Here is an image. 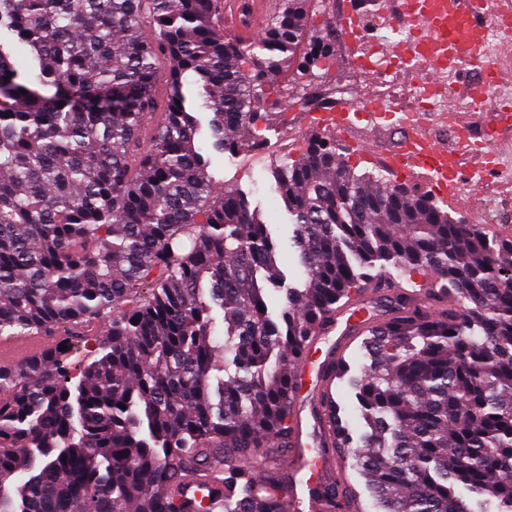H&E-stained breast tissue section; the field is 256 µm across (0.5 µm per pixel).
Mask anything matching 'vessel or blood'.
Wrapping results in <instances>:
<instances>
[{
    "label": "vessel or blood",
    "instance_id": "b4317fda",
    "mask_svg": "<svg viewBox=\"0 0 512 512\" xmlns=\"http://www.w3.org/2000/svg\"><path fill=\"white\" fill-rule=\"evenodd\" d=\"M276 0H218L217 8L227 32L242 41L254 40L261 17L274 10ZM396 12L403 21L415 23L412 41L382 45V56L398 61L395 80L419 88L426 83L448 88V98L437 115L439 124L454 133L449 141L434 143L426 122H412L410 113H403L400 121L406 129L400 145L384 155H376L366 146V139H378L383 125L378 112H353L354 121L363 123L365 136L351 142V149L368 159H380L385 168L399 178H410L426 183L432 194L449 204L460 207L465 203L463 178L466 161L487 168L491 158L512 152V145L502 142L492 147L472 144L470 138L479 112L493 106L486 93L487 86H500L512 79V68L500 65L486 66L484 49L489 41L512 42V0H377L381 15ZM504 19V26L491 30L489 18ZM487 67L488 85L449 83L448 75L467 67ZM361 311H337L331 325L339 344H346L353 336L357 323L363 322ZM37 340L17 345L0 343V360L16 361L39 350ZM299 382L295 401H303L310 387H317L319 395L330 394L332 376L326 363L302 361L295 369ZM291 454L300 476L288 491L290 512H320L321 506L309 496L311 484L323 480L328 471V455L324 451L325 437L321 427L310 424L307 416H292Z\"/></svg>",
    "mask_w": 512,
    "mask_h": 512
}]
</instances>
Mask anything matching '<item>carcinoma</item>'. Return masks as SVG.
I'll return each mask as SVG.
<instances>
[{"label": "carcinoma", "mask_w": 512, "mask_h": 512, "mask_svg": "<svg viewBox=\"0 0 512 512\" xmlns=\"http://www.w3.org/2000/svg\"><path fill=\"white\" fill-rule=\"evenodd\" d=\"M318 3L281 0L246 43L213 0H0V339L50 340L0 365V512H288L270 458L294 366L342 300L407 271L432 280L393 291L358 346L368 431L323 401L332 448L380 512H473L460 487L512 512V241L316 134L272 170L304 269L290 283L196 142L205 126L218 153L261 146L265 88L332 55L303 51ZM214 480L224 503L184 498ZM311 496L363 512L351 486Z\"/></svg>", "instance_id": "obj_1"}]
</instances>
